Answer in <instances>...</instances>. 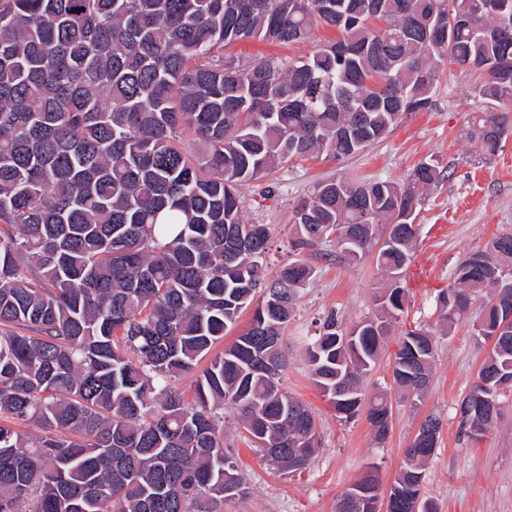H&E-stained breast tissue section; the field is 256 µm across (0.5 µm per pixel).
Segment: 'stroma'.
Returning a JSON list of instances; mask_svg holds the SVG:
<instances>
[{
    "mask_svg": "<svg viewBox=\"0 0 512 512\" xmlns=\"http://www.w3.org/2000/svg\"><path fill=\"white\" fill-rule=\"evenodd\" d=\"M335 36V30L319 25L312 39L302 44L249 41L216 50L215 55L245 62L291 59L309 54ZM476 81V76L462 75L455 64L445 62L429 108L403 114L390 132L362 153L340 161L293 159L265 180L244 186L245 222L270 229L266 279H274L293 258L294 211L319 181L357 176L400 182L416 164L434 160L443 179L425 191L416 218L420 235L404 274L407 302L400 322L437 332L435 299L450 283L459 259L483 248L495 235L512 232V135L487 162L479 160L462 136L469 114L483 108L473 92ZM268 187L273 190L269 197L264 194ZM303 257L316 275L301 289L296 314L283 332L286 366L280 383L312 410L320 446L307 468L277 469L249 445L238 410L224 407V448L242 469L246 492L219 504L218 512H334L338 495L369 464H379L384 483L392 482L411 438L432 412L442 415L443 428L425 467L423 497L434 501L438 512H512V393H506L500 419L479 441L461 433L455 416V404L475 381L489 343L476 338L467 322L452 335L437 332L433 377L421 404L393 401L389 434L383 443H376L366 418L339 421L314 385L305 349L328 311H336L348 324L371 312L385 275L371 259L348 264L330 245L306 249Z\"/></svg>",
    "mask_w": 512,
    "mask_h": 512,
    "instance_id": "stroma-1",
    "label": "stroma"
}]
</instances>
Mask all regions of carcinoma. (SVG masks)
I'll use <instances>...</instances> for the list:
<instances>
[{
	"label": "carcinoma",
	"mask_w": 512,
	"mask_h": 512,
	"mask_svg": "<svg viewBox=\"0 0 512 512\" xmlns=\"http://www.w3.org/2000/svg\"><path fill=\"white\" fill-rule=\"evenodd\" d=\"M485 2L0 0V512H214L225 491H245L224 404L278 468L309 465L316 424L280 386L279 341L316 270L295 258L257 297L270 232L244 221L239 187L293 158L360 152L429 105L447 60L485 76L465 135L495 155L512 133V0L493 16ZM318 24L338 40L307 56L208 61L239 41L302 43ZM441 176L425 161L403 184L323 180L295 211V249L343 239L349 262L372 255L402 273ZM452 279L437 295L442 332L477 303L475 336L492 342L466 395L483 410L456 409L474 441L498 420V382L512 381V233L466 254ZM405 300L394 279L376 313L346 327L331 311L306 348L337 417L365 415L378 441L391 393L420 399L436 354L429 328L400 331L390 387L365 397ZM250 307L187 402L173 380ZM29 422L44 429L31 446L18 430ZM425 427L434 435L406 448L386 512H437L421 490L442 420ZM380 492L373 464L336 512H378Z\"/></svg>",
	"instance_id": "carcinoma-1"
}]
</instances>
